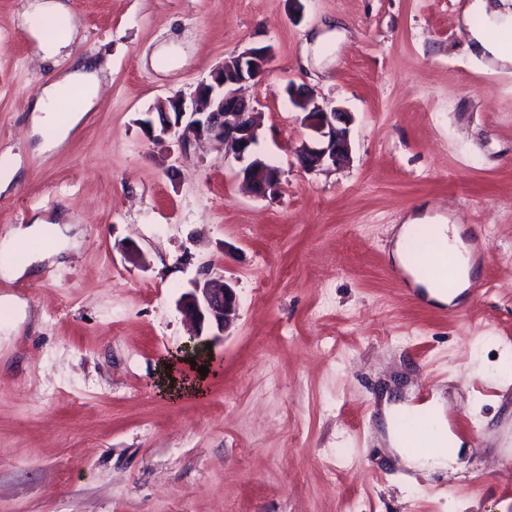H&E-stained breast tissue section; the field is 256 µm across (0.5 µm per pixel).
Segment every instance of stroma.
<instances>
[{
	"label": "stroma",
	"mask_w": 512,
	"mask_h": 512,
	"mask_svg": "<svg viewBox=\"0 0 512 512\" xmlns=\"http://www.w3.org/2000/svg\"><path fill=\"white\" fill-rule=\"evenodd\" d=\"M79 23L43 59L0 0V512H512V71L468 56L470 0H64ZM267 45L245 95L281 192L245 195L223 151L182 154L143 122L224 57ZM103 69L98 99L42 151L32 108L73 58ZM352 112L350 164L305 172L288 83ZM449 220L472 293L442 314L393 276L407 221ZM231 283L238 317L191 376L179 299ZM442 393L468 452L408 469L381 402Z\"/></svg>",
	"instance_id": "stroma-1"
}]
</instances>
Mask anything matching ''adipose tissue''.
I'll return each mask as SVG.
<instances>
[{"mask_svg":"<svg viewBox=\"0 0 512 512\" xmlns=\"http://www.w3.org/2000/svg\"><path fill=\"white\" fill-rule=\"evenodd\" d=\"M467 12L477 19L476 24L469 28L474 54L493 66L503 69L511 66L512 6L497 8L490 0H471ZM29 24L40 50L48 56L56 54L62 46L69 44V36L75 30L73 18L64 0H39L29 18ZM99 74L100 70L95 60L80 58L74 62L67 74L42 88L33 105V122L35 131L46 135L44 149L49 150L61 144L79 120L78 114L75 113L66 118L62 117L57 110L59 103L67 95L77 92L81 94L85 106H92L98 98ZM413 229V224L407 223L400 230L396 243L398 262L404 268L410 269L415 284L421 285L429 298L443 304L454 300L469 288L474 267L471 251L463 241L459 228L452 224H436L432 227L435 238L446 245L449 255L456 259V280L453 289L450 290L429 280L419 268L413 267L406 251V243ZM412 413H427L433 416L436 423L438 454L420 455L410 452L407 448L402 432L395 427L394 422L396 418ZM384 417L389 426L388 437L391 446L411 468H447L448 449H457L461 446L460 440L448 428V420L439 400L434 399L419 405L388 402L384 405Z\"/></svg>","mask_w":512,"mask_h":512,"instance_id":"adipose-tissue-1","label":"adipose tissue"}]
</instances>
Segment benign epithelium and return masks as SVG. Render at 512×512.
<instances>
[{
  "label": "benign epithelium",
  "instance_id": "1",
  "mask_svg": "<svg viewBox=\"0 0 512 512\" xmlns=\"http://www.w3.org/2000/svg\"><path fill=\"white\" fill-rule=\"evenodd\" d=\"M272 59L271 47H250L224 59L203 80L190 98L175 96L157 112V118L144 120L153 139H177L182 152L189 153L216 142L224 153L241 163L239 178L252 197H276L281 190L280 170L259 155L256 112L241 96V87L259 81ZM293 107L304 114L303 124L312 137L293 148L297 164L305 171L336 170L351 159V113L340 106L321 103L310 89L288 84ZM181 311L194 328L187 349H203L208 333L224 335L237 315L239 299L235 288L222 279L197 281L180 300Z\"/></svg>",
  "mask_w": 512,
  "mask_h": 512
}]
</instances>
